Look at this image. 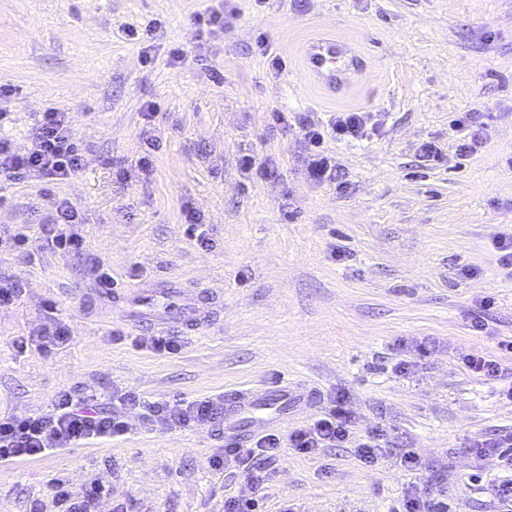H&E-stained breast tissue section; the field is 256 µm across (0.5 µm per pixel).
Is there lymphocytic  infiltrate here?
<instances>
[{"instance_id": "lymphocytic-infiltrate-1", "label": "lymphocytic infiltrate", "mask_w": 512, "mask_h": 512, "mask_svg": "<svg viewBox=\"0 0 512 512\" xmlns=\"http://www.w3.org/2000/svg\"><path fill=\"white\" fill-rule=\"evenodd\" d=\"M298 128L308 147L306 175L311 182L323 183L336 172V163L321 145L325 137L338 140L363 139L376 132L377 125L367 112H337L327 123L320 124L302 117ZM33 147L20 153L11 140L0 138V180L17 181L37 172L55 180L71 176L82 166L83 156L75 142L66 113L50 107L32 134ZM117 408L106 411L97 396L80 391L59 395L51 414L46 416H11L0 419V458L32 459L71 447L74 443L101 438L120 437L129 423L124 408L140 406L139 397L130 393L113 394ZM217 407L202 399L183 404H158L152 408L153 425H189L214 419ZM354 422L343 397H335L322 414L305 426L294 430L288 440L269 433L258 437L250 447L228 448L213 457L211 466L222 468L231 462L247 469L254 489H262L273 475L272 464L282 446L295 448L307 455L319 454L325 448L354 447L359 460L368 466L383 454L384 436L374 431L355 438Z\"/></svg>"}]
</instances>
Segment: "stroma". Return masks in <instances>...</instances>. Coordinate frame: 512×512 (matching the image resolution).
I'll return each instance as SVG.
<instances>
[{"instance_id":"obj_1","label":"stroma","mask_w":512,"mask_h":512,"mask_svg":"<svg viewBox=\"0 0 512 512\" xmlns=\"http://www.w3.org/2000/svg\"><path fill=\"white\" fill-rule=\"evenodd\" d=\"M215 3L0 0V86L14 89L0 99V136L27 151L52 105L68 112L84 158L65 180L0 183V287L16 291L0 306V418L47 414L74 389L106 407L116 391L141 400L123 436L0 459V512L36 501L57 512L58 479L75 491L102 485L92 512H224L252 489L239 469L210 466L223 436L209 423L148 426L144 408L283 379L317 399L289 414L280 437L341 393L356 434L382 429L388 447L370 467L349 448H282L258 512H386L414 487L444 493L457 512H494L490 484L506 473L477 463L468 444L512 431V402L499 394L512 381V352L500 347L512 340V278L492 260L493 237L512 234V0H234L223 33L197 38L196 14ZM151 22V48L128 39ZM327 32L370 64L366 83L336 101L299 65V46ZM175 47L182 61L170 60ZM276 110L323 122L373 112L381 127L363 142L326 138L337 173L314 184L298 128L273 125ZM463 115L489 134L466 159L456 155ZM427 141L441 159L422 158ZM246 154L256 169L241 168ZM63 200L80 213L83 253L50 242ZM188 206L203 227L185 223ZM93 256L111 287L91 276ZM146 289L187 291L201 327L128 320ZM486 298L494 306L477 332ZM58 320L70 339L43 350L39 332ZM158 335L179 337L181 350L146 347ZM424 341L434 347L423 355ZM476 351L499 359L501 377L463 368ZM405 449L420 456L417 470L399 466Z\"/></svg>"}]
</instances>
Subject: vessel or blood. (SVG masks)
Segmentation results:
<instances>
[{
    "label": "vessel or blood",
    "instance_id": "vessel-or-blood-1",
    "mask_svg": "<svg viewBox=\"0 0 512 512\" xmlns=\"http://www.w3.org/2000/svg\"><path fill=\"white\" fill-rule=\"evenodd\" d=\"M299 56L303 79L333 100L346 97L360 86L369 69L366 57L352 42L334 35L303 43ZM314 399L312 389L285 381L226 393L221 411L224 441L245 445L281 426L289 412L313 406Z\"/></svg>",
    "mask_w": 512,
    "mask_h": 512
}]
</instances>
